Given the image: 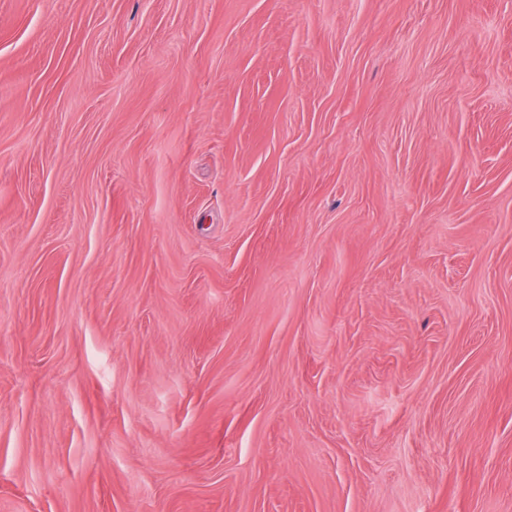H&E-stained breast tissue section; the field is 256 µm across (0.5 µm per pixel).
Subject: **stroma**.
Returning a JSON list of instances; mask_svg holds the SVG:
<instances>
[{
    "label": "stroma",
    "instance_id": "obj_1",
    "mask_svg": "<svg viewBox=\"0 0 512 512\" xmlns=\"http://www.w3.org/2000/svg\"><path fill=\"white\" fill-rule=\"evenodd\" d=\"M0 512H512V0H0Z\"/></svg>",
    "mask_w": 512,
    "mask_h": 512
}]
</instances>
